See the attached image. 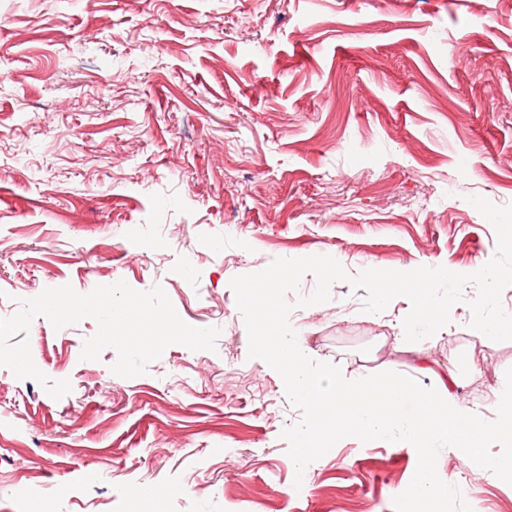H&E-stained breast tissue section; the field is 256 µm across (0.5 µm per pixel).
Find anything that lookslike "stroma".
<instances>
[{"mask_svg": "<svg viewBox=\"0 0 512 512\" xmlns=\"http://www.w3.org/2000/svg\"><path fill=\"white\" fill-rule=\"evenodd\" d=\"M478 195L512 203V0H0V317L71 285L162 286L215 350L173 344L147 374L114 349L81 359L93 319L35 317L53 399L0 366V512H395L417 453L346 437L305 470L284 428L301 413L248 356L230 287L279 257L478 271L495 254ZM289 323L307 355L346 372L395 371L487 406L512 340L473 335L468 302L416 347L410 301L362 312L338 282ZM434 374H415L417 362ZM439 477L473 512H512V485L442 448Z\"/></svg>", "mask_w": 512, "mask_h": 512, "instance_id": "1", "label": "stroma"}]
</instances>
